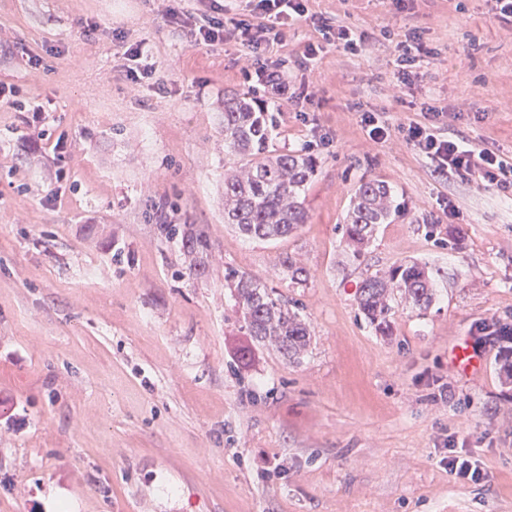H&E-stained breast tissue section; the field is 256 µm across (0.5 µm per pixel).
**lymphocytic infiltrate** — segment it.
I'll return each mask as SVG.
<instances>
[{"label": "lymphocytic infiltrate", "mask_w": 512, "mask_h": 512, "mask_svg": "<svg viewBox=\"0 0 512 512\" xmlns=\"http://www.w3.org/2000/svg\"><path fill=\"white\" fill-rule=\"evenodd\" d=\"M210 8L199 14L169 12L168 21L186 29L195 45L210 47L231 42L241 47L247 63L242 76L251 87L272 88L288 92V102L294 108H302L311 102L308 91L289 92L288 70L283 59L274 57L275 48L284 40V30L301 20H311L322 36L320 43L303 45L300 55L304 63H314L324 45L330 44L343 51L357 54L364 47L363 34L354 30L330 25L324 17L310 16L308 0H209ZM396 53V78L401 84H409L423 57L430 55L423 35L418 31L405 34L394 43ZM15 86L0 82V103L12 104L21 114V122L27 129L26 141L33 153L41 154L45 164L60 159L63 143H55L49 152H42L39 145L44 133L39 126L45 119L43 105L35 101H18ZM440 114L435 107H426L424 118L398 127H391L382 113L363 111L359 122L368 139L376 144L386 142L392 134H399L433 171L442 177L456 175L494 188L512 199V157L503 158L485 149H476L466 141L452 139L439 132Z\"/></svg>", "instance_id": "lymphocytic-infiltrate-1"}]
</instances>
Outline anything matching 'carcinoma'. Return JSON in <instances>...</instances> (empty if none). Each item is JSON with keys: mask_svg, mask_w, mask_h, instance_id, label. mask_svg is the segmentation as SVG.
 <instances>
[{"mask_svg": "<svg viewBox=\"0 0 512 512\" xmlns=\"http://www.w3.org/2000/svg\"><path fill=\"white\" fill-rule=\"evenodd\" d=\"M275 126L274 113L266 111L254 95H224V150L230 157L224 169V223L260 241L286 240L307 223L305 193L315 174L310 156L276 147ZM397 208L387 185L360 181L338 225L354 258L364 256L379 226L391 223ZM282 268L291 283L305 281L306 271L294 256L286 255ZM224 286L233 289L246 335L289 362L300 361L311 344V334L295 305L234 269L224 270ZM434 295L428 267L413 262L366 276L356 301L364 318L381 329L396 307L426 309Z\"/></svg>", "mask_w": 512, "mask_h": 512, "instance_id": "obj_1", "label": "carcinoma"}]
</instances>
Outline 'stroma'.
I'll return each mask as SVG.
<instances>
[{
  "instance_id": "obj_1",
  "label": "stroma",
  "mask_w": 512,
  "mask_h": 512,
  "mask_svg": "<svg viewBox=\"0 0 512 512\" xmlns=\"http://www.w3.org/2000/svg\"><path fill=\"white\" fill-rule=\"evenodd\" d=\"M205 8L0 0V81L43 103L48 143L67 139L59 179L0 105V512H512V375L496 345L471 374L449 359L481 325H512V201L436 176L400 140L370 143L357 115L395 127L433 106L444 135L512 156V25L494 0H310L365 49L329 46L303 68L320 34L285 29L280 53L333 142L311 150L307 224L266 242L224 221V96L248 89L243 55L167 21ZM385 29L422 30L434 50L412 85ZM139 40L153 73L133 87L123 45ZM261 100L280 146L307 148L286 99ZM364 179L399 212L356 260L337 226ZM443 197L458 215L440 224ZM289 254L303 284L282 273ZM410 261L432 272L434 301L378 330L359 285ZM228 268L297 301L312 330L300 362L244 334ZM455 457L482 479L451 475Z\"/></svg>"
}]
</instances>
